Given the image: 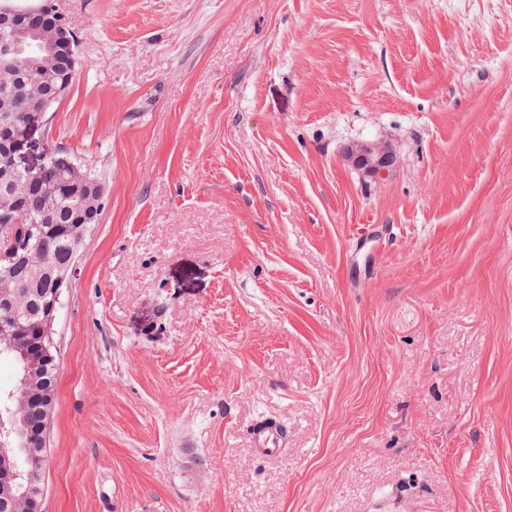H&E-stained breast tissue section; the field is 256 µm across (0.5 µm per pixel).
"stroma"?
Masks as SVG:
<instances>
[{"mask_svg": "<svg viewBox=\"0 0 512 512\" xmlns=\"http://www.w3.org/2000/svg\"><path fill=\"white\" fill-rule=\"evenodd\" d=\"M54 2L106 197L43 512H512V0ZM352 158L357 166L373 177L387 179L392 174V156L383 149L363 147L353 152ZM287 440L288 425L281 420H260L250 430L252 450L262 459L285 456Z\"/></svg>", "mask_w": 512, "mask_h": 512, "instance_id": "35a3bbf8", "label": "stroma"}]
</instances>
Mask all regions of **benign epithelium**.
Instances as JSON below:
<instances>
[{
    "instance_id": "7a95c632",
    "label": "benign epithelium",
    "mask_w": 512,
    "mask_h": 512,
    "mask_svg": "<svg viewBox=\"0 0 512 512\" xmlns=\"http://www.w3.org/2000/svg\"><path fill=\"white\" fill-rule=\"evenodd\" d=\"M55 5L50 0H36L34 3L13 5L0 9V37L7 41L16 54H33L32 72L38 73L47 68L61 50H66L70 58V73L76 72L78 64L77 40L72 26L61 18L47 22V15L53 13ZM71 89V82H63L58 87L54 99H64ZM52 99V100H54ZM52 100H46L36 107H28V120L17 130L5 127L0 135L12 140L11 150L0 157V162L22 175L27 186L38 184L49 167L67 177L77 170L75 160L66 151L57 150L36 163L28 162L34 152L36 133L46 129L49 123V108ZM353 161L369 175L387 179L392 174L393 159L385 150L363 147L352 153ZM22 197H17L12 214L0 217V236L5 247L0 249V261L10 264L16 250L26 246L35 235L36 220L22 216ZM84 231L76 234L75 250L68 267H54V292L44 303V317L39 326V336L15 337L12 349L25 363L24 375L19 380L17 390L18 407H23L30 376L36 364L33 349L43 361L54 360L47 342L55 333L58 314L62 306V294L73 275L77 272ZM47 425L36 432L26 424L15 425L13 447L0 450V503L9 507L10 512H42V496L38 486L42 479L43 461L47 447Z\"/></svg>"
}]
</instances>
